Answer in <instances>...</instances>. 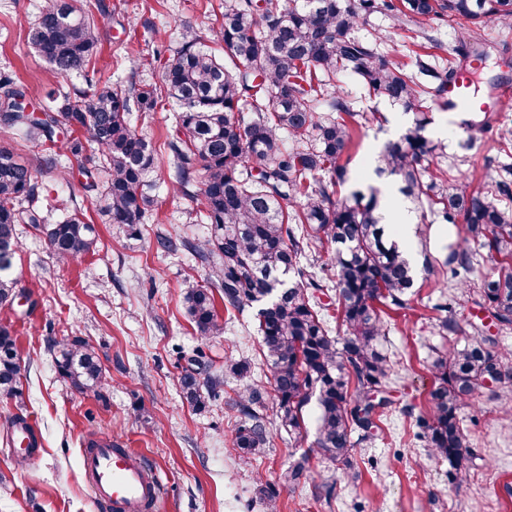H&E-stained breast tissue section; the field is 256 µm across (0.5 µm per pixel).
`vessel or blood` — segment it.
Here are the masks:
<instances>
[{
    "label": "vessel or blood",
    "mask_w": 512,
    "mask_h": 512,
    "mask_svg": "<svg viewBox=\"0 0 512 512\" xmlns=\"http://www.w3.org/2000/svg\"><path fill=\"white\" fill-rule=\"evenodd\" d=\"M445 112L463 116L493 111L495 105L512 101V84L503 82L488 93L472 91L467 69L457 70L448 84ZM82 467L88 475L96 502L109 512H150L156 503L160 478L142 454L113 447L103 441L85 450Z\"/></svg>",
    "instance_id": "vessel-or-blood-1"
}]
</instances>
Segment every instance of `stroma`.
I'll use <instances>...</instances> for the list:
<instances>
[{"label":"stroma","instance_id":"1","mask_svg":"<svg viewBox=\"0 0 512 512\" xmlns=\"http://www.w3.org/2000/svg\"><path fill=\"white\" fill-rule=\"evenodd\" d=\"M91 15L100 31L98 53L90 76L62 80L72 100L88 101L106 84H160L164 58L181 41L184 28L211 40L222 21V0H102ZM43 0H0V73L22 85L34 106H48L50 70L31 48L28 34ZM389 20L374 14L354 28L355 36L377 41L394 60H408L413 46L405 34L388 35ZM440 58L465 59L462 43L478 39L482 51L476 70L482 89L512 81V27L486 23L469 32L441 18L427 27ZM162 60H154V48ZM341 95L360 113L347 152L348 169L364 184L396 189L391 177L367 172L366 158L397 138L412 116L383 98L366 96L357 79L339 84ZM428 133L445 142L439 159L449 181L480 186L485 175L512 165V147L500 145L499 133L512 128V101L501 104L491 129L464 132L448 113L431 109ZM132 120L156 147L159 168L169 157L163 144L176 135L175 112L168 104L136 112ZM70 168L69 182L43 178L41 225L16 227L19 243L13 260L22 298L0 308V323L11 325L22 366L17 397H0V512H106L93 498L81 455L89 441L109 438L113 447L143 453L161 480L158 512H268L263 487H276L277 512H512V420L502 417L512 407V381L482 388L460 411L474 451L465 462L466 480H449V464L433 457L417 436L416 418L429 408L431 366L449 346H464L472 325L493 338V351L512 352V327L499 328L480 307L469 288L449 285L446 276L419 278L407 307L382 315L380 348L394 374L392 401L373 437L357 445L356 481L344 479L338 465L316 446L318 410L303 411L300 434H288L269 420L272 444L263 457L239 460L232 436L239 417L232 403L248 381H267L268 363L255 312L219 309L221 335L198 337L183 307V295L207 283V270L192 253L165 252L158 234L201 240L209 227L194 221L193 205L173 195L165 184L151 191L153 204L137 232L103 223L96 196L82 190L78 163L68 152L59 156ZM81 209L94 224L98 243L78 261L61 263L48 248L45 227ZM455 298L458 334H441L433 307L443 297ZM81 338L95 347L104 385L99 394L82 393L61 378L54 344ZM212 362L224 383L218 396L198 409L182 397L180 378L196 351ZM251 365L249 378L226 373L227 359ZM32 419L37 449L23 461L7 437L6 419ZM308 454L310 479L289 490L278 486L281 471L300 454ZM333 494H326V485Z\"/></svg>","mask_w":512,"mask_h":512}]
</instances>
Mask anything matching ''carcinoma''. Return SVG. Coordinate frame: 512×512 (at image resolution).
Returning a JSON list of instances; mask_svg holds the SVG:
<instances>
[{"instance_id": "carcinoma-1", "label": "carcinoma", "mask_w": 512, "mask_h": 512, "mask_svg": "<svg viewBox=\"0 0 512 512\" xmlns=\"http://www.w3.org/2000/svg\"><path fill=\"white\" fill-rule=\"evenodd\" d=\"M374 13L405 31L410 23L421 27L445 13L461 25L486 19L512 26V0H224V21L214 31L224 57L188 29L180 49L164 63L159 87L105 86L84 104L53 90L48 98L63 103L36 116L18 104L25 94L13 79L1 75L0 123L39 143L43 153L26 162L0 146V307L16 297V225L41 222L38 176L57 171L68 181L69 171L58 167L53 151L60 134L70 133L65 149L84 160V189L99 191L105 223L135 231L153 202L149 192L157 164L156 149L131 122L132 106L151 112L166 98L185 135L167 143L168 187L196 203L197 221L210 226L203 242L165 240L170 250L180 245L192 250L208 269L209 285L184 296L186 311L206 338L223 331L214 292L228 310H257L282 427L301 432L303 408L315 402L317 448L329 460L349 465L353 433L370 437L389 405L384 393L392 364L379 349L384 330L378 306L406 307L415 267L393 239L378 189L355 183L342 198L328 189L350 181L340 160L359 116L329 90L337 76H352L366 94L414 114L398 139L384 145L380 172L396 177L402 195L427 208L433 223L448 225L442 258L431 252L429 238L421 242L423 271L438 268L449 281L466 285L474 253L453 236L463 219L466 237L485 249L493 264L478 288V304L499 326L512 325V166L500 167L483 188L464 181L438 186L429 162L445 146L427 132V101L444 98L454 68L424 51L409 70L354 36L352 30ZM29 41L58 79L88 73L99 35L78 0H43ZM286 137L292 146L284 145ZM87 142L97 147V167L85 166ZM101 171L106 180L100 186ZM322 174L330 175V184L318 180ZM46 236L53 256L64 262L79 260L96 246L94 226L77 209L49 225ZM332 291L343 338L330 335L322 315L320 296ZM434 310L447 313L439 320L441 332L456 331L452 304L438 303ZM491 342L476 337L435 360L431 406L417 419V438L448 461L454 481L467 478L462 463L471 455L460 407L486 379L496 374L512 379V353L490 350ZM56 366L81 392L96 394L102 387L98 355L79 338L61 346ZM197 375L185 372L181 387L185 399L201 408L207 397L218 395L222 381L208 375L204 396ZM20 384L16 338L0 325V396H17ZM266 399L265 386L255 383L235 402L244 421L233 445L246 460L265 454L270 445L260 411ZM308 472L303 455L281 472L280 485L295 488Z\"/></svg>"}]
</instances>
